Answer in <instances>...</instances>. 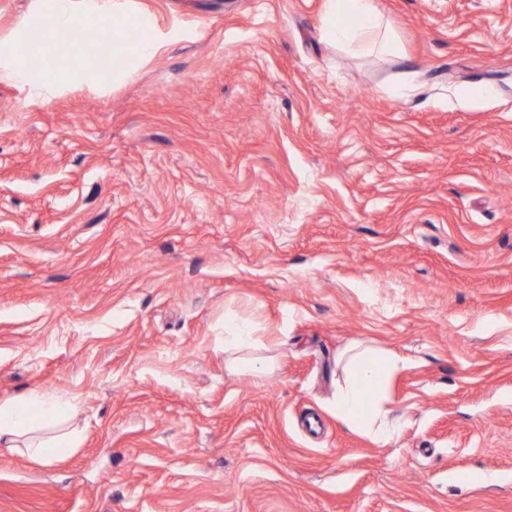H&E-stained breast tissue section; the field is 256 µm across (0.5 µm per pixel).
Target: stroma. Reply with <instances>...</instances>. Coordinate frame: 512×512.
<instances>
[{
	"instance_id": "35a3bbf8",
	"label": "stroma",
	"mask_w": 512,
	"mask_h": 512,
	"mask_svg": "<svg viewBox=\"0 0 512 512\" xmlns=\"http://www.w3.org/2000/svg\"><path fill=\"white\" fill-rule=\"evenodd\" d=\"M120 2L157 56L46 36L40 97L5 50L53 2L0 0V398L78 432L0 447V512H512V0H376L398 56L325 0ZM355 342L405 361L385 443ZM324 33L330 43L356 55L400 54L401 44L375 0H326ZM348 13L351 22L336 23ZM341 361L344 383L336 389V415L373 442L390 440L395 428L388 420L384 385L403 367V359L355 344L342 353ZM24 444L28 451L43 460L52 459L59 448L73 445V431L43 436L32 434Z\"/></svg>"
}]
</instances>
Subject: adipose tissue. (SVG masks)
Returning <instances> with one entry per match:
<instances>
[{
    "instance_id": "ef3b65f1",
    "label": "adipose tissue",
    "mask_w": 512,
    "mask_h": 512,
    "mask_svg": "<svg viewBox=\"0 0 512 512\" xmlns=\"http://www.w3.org/2000/svg\"><path fill=\"white\" fill-rule=\"evenodd\" d=\"M324 32L330 43L356 55L401 51L399 39L376 0H326ZM341 361L344 382L336 389L337 416L373 442L390 440L395 428L388 420L384 385L403 367V359L355 344L342 353ZM73 414L72 404L39 390L0 399V447H18L24 435L31 454L52 459L59 448L73 442L72 433L63 429Z\"/></svg>"
}]
</instances>
